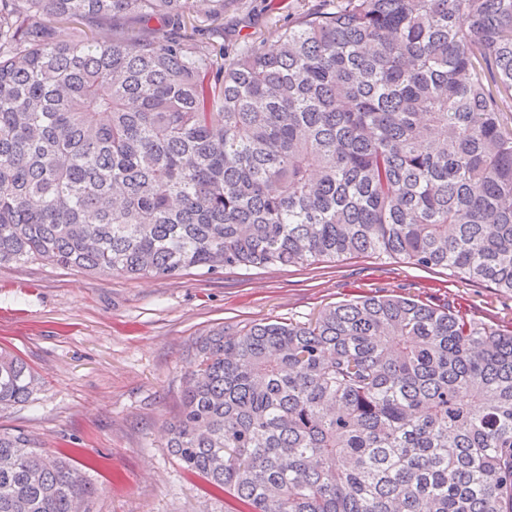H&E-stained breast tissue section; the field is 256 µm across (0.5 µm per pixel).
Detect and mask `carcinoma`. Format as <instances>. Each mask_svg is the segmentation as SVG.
Segmentation results:
<instances>
[{"label":"carcinoma","instance_id":"carcinoma-1","mask_svg":"<svg viewBox=\"0 0 512 512\" xmlns=\"http://www.w3.org/2000/svg\"><path fill=\"white\" fill-rule=\"evenodd\" d=\"M329 2L230 58L224 0H0V264L386 256L512 293V0ZM190 367L168 447L237 512H512V328L361 296ZM33 385L0 348V412ZM94 496L0 430V512Z\"/></svg>","mask_w":512,"mask_h":512}]
</instances>
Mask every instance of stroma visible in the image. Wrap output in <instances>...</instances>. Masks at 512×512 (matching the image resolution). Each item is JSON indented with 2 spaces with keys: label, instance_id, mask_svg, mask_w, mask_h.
I'll return each mask as SVG.
<instances>
[{
  "label": "stroma",
  "instance_id": "35a3bbf8",
  "mask_svg": "<svg viewBox=\"0 0 512 512\" xmlns=\"http://www.w3.org/2000/svg\"><path fill=\"white\" fill-rule=\"evenodd\" d=\"M320 0H226L210 31L228 51L274 43ZM413 295L512 326V294L405 259L347 257L309 266L192 271L172 279L92 276L47 262L0 265V347L37 382L0 428L71 454L96 490L95 512H234V501L184 469L166 446L200 336L277 319L305 322L362 295Z\"/></svg>",
  "mask_w": 512,
  "mask_h": 512
}]
</instances>
